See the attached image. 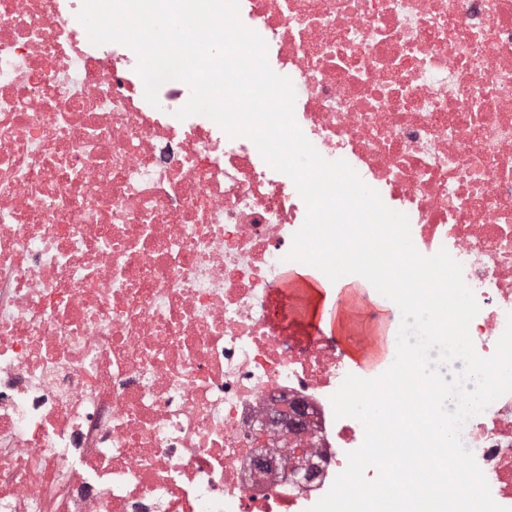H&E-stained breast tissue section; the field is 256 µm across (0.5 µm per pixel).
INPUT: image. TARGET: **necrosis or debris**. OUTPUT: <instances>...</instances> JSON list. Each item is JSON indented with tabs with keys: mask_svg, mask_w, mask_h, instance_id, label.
I'll use <instances>...</instances> for the list:
<instances>
[{
	"mask_svg": "<svg viewBox=\"0 0 512 512\" xmlns=\"http://www.w3.org/2000/svg\"><path fill=\"white\" fill-rule=\"evenodd\" d=\"M58 0H0V512H309L364 439L334 415L342 337L268 301L307 208L191 90L89 50ZM294 117L446 250L494 355L512 316V0H240ZM299 405L284 432L271 414ZM468 436L512 512V392ZM275 448L250 468L259 444ZM306 449L317 475L285 471Z\"/></svg>",
	"mask_w": 512,
	"mask_h": 512,
	"instance_id": "1",
	"label": "necrosis or debris"
}]
</instances>
